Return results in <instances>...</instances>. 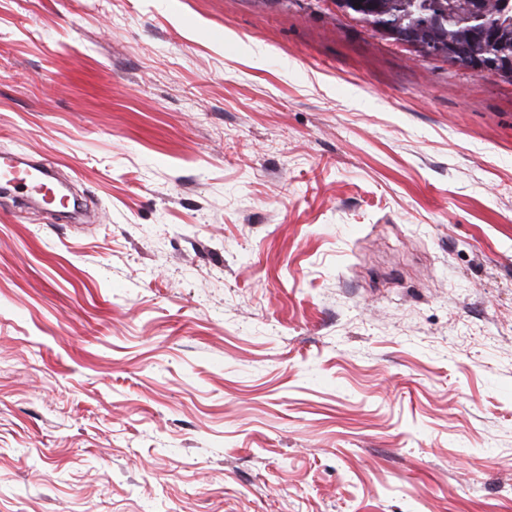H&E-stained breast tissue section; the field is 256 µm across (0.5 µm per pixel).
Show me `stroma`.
Instances as JSON below:
<instances>
[{"label": "stroma", "instance_id": "stroma-1", "mask_svg": "<svg viewBox=\"0 0 512 512\" xmlns=\"http://www.w3.org/2000/svg\"><path fill=\"white\" fill-rule=\"evenodd\" d=\"M0 512H512V84L323 0H0ZM0 173L10 178L15 189L29 194L37 193L50 178L46 166L31 165L13 154H1Z\"/></svg>", "mask_w": 512, "mask_h": 512}]
</instances>
